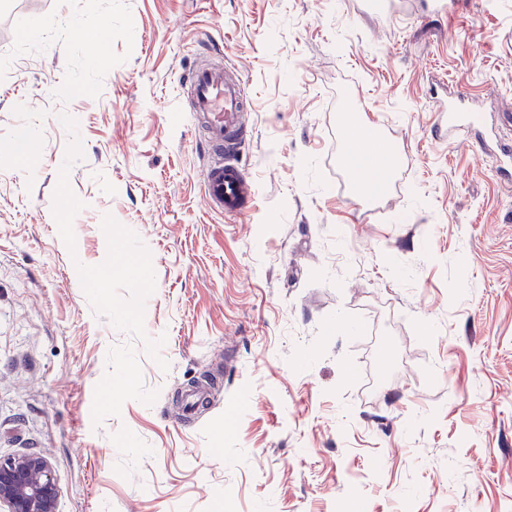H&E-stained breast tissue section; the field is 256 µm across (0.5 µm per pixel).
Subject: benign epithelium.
<instances>
[{"instance_id": "obj_1", "label": "benign epithelium", "mask_w": 512, "mask_h": 512, "mask_svg": "<svg viewBox=\"0 0 512 512\" xmlns=\"http://www.w3.org/2000/svg\"><path fill=\"white\" fill-rule=\"evenodd\" d=\"M58 495L53 465L46 456L0 457V512H56Z\"/></svg>"}]
</instances>
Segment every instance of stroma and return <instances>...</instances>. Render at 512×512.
<instances>
[{
	"label": "stroma",
	"instance_id": "35a3bbf8",
	"mask_svg": "<svg viewBox=\"0 0 512 512\" xmlns=\"http://www.w3.org/2000/svg\"><path fill=\"white\" fill-rule=\"evenodd\" d=\"M368 2L0 0V457L57 512H512V188L430 99L512 114V0ZM210 58L255 103L238 219L181 107ZM362 122L404 191L355 195ZM58 495L53 465L46 456L0 457L1 512H56Z\"/></svg>",
	"mask_w": 512,
	"mask_h": 512
}]
</instances>
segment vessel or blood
I'll list each match as a JSON object with an SVG mask.
<instances>
[{
    "instance_id": "1",
    "label": "vessel or blood",
    "mask_w": 512,
    "mask_h": 512,
    "mask_svg": "<svg viewBox=\"0 0 512 512\" xmlns=\"http://www.w3.org/2000/svg\"><path fill=\"white\" fill-rule=\"evenodd\" d=\"M183 83L188 110L200 124L209 156L203 175L207 204L224 215L243 216L255 199L254 180L242 162L250 135L245 118L253 100L243 80L219 62L193 68ZM500 123L499 115L480 111L474 99L460 94L439 109L434 135L446 143L476 140L480 149L495 154L499 174L512 182V139L500 136Z\"/></svg>"
}]
</instances>
